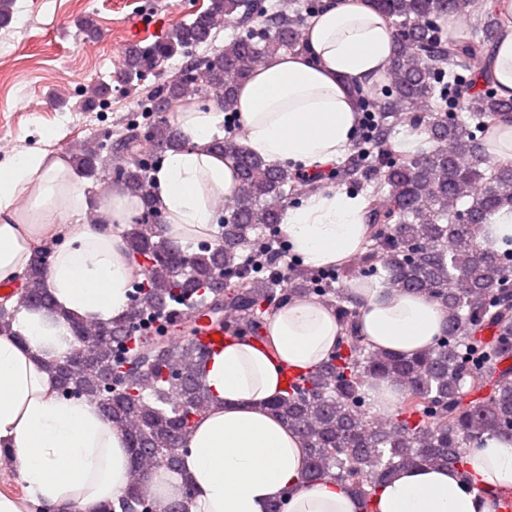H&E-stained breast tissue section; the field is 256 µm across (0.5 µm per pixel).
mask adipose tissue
I'll return each mask as SVG.
<instances>
[{
	"mask_svg": "<svg viewBox=\"0 0 512 512\" xmlns=\"http://www.w3.org/2000/svg\"><path fill=\"white\" fill-rule=\"evenodd\" d=\"M303 49L271 56L242 82L236 110L247 150L277 167L313 171L344 157L360 112L353 83L379 76L394 52L392 29L372 0H324L303 30ZM486 68L503 97H512V22L505 24ZM217 108L181 106L176 124L186 148L168 152L154 180L165 212V236L186 245L215 232L217 202L232 201L233 164L207 148ZM106 224H82L87 208L80 181L61 161L32 150L0 163V282L24 270L41 242L63 237L46 277L55 313L21 309L14 332L0 335V448L6 450L28 495L80 512H100L127 488L131 462L125 435L94 404L60 397L44 363L75 344L69 316L109 321L128 303L135 268L116 225L137 206L121 192L101 199ZM366 203L330 188L286 210L280 229L292 251L311 267L347 262L369 227ZM359 328L379 348L412 355L432 346L445 326L440 307L379 281L351 280ZM268 344L226 339L206 364L213 396L181 454V469L149 477L160 503L179 498L190 481L189 512H499L498 491L512 488V439L491 436L467 451L466 469L422 465L396 472L362 504L345 487L305 478L300 437L271 414L283 371H308L336 346L333 312L313 299L286 302L268 323Z\"/></svg>",
	"mask_w": 512,
	"mask_h": 512,
	"instance_id": "adipose-tissue-1",
	"label": "adipose tissue"
}]
</instances>
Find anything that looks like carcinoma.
<instances>
[{
    "label": "carcinoma",
    "mask_w": 512,
    "mask_h": 512,
    "mask_svg": "<svg viewBox=\"0 0 512 512\" xmlns=\"http://www.w3.org/2000/svg\"><path fill=\"white\" fill-rule=\"evenodd\" d=\"M375 2L390 22L394 55L380 91L353 86L375 128L357 157L378 181L365 193L370 236L347 268L322 273L296 257L287 284L277 288L271 255L258 263L250 257L276 234L297 183L314 191L325 182H354L358 168L350 162L303 177L251 154L232 132L213 139L211 147L234 163L238 185L215 239L191 255L163 235L166 216L151 177L165 153L185 147L174 109L183 101L202 109L215 103L234 117L237 85L270 56L303 47L300 25L322 0H210L166 39L127 52L130 84L176 55L185 59L178 73L143 86L116 129L69 150V165L101 191L123 188L141 203L140 217L122 230L143 271L131 280L126 314L111 322L70 319L73 336H87L89 344L46 365L62 396L95 403L126 435L133 478L102 512H187L190 484L183 499L161 509L145 493V480L159 466L179 470L180 451L212 402L205 380L211 354L197 348L199 329L189 315L197 306L211 325L257 341L265 340L267 317L290 299H316L333 310L341 328L335 348L269 405L300 435L310 481L333 480L366 503L400 469H462L466 450L482 447L485 437L512 438V249L480 243L491 216L512 206V162H491L482 138L512 112V98L498 94L484 67L502 20L481 11L480 0ZM450 17L472 20L470 31L448 36ZM226 22L240 31L198 53ZM458 109L466 118L454 115ZM406 115L430 147L396 157L389 140ZM58 246L37 247L16 292L0 300V334L13 333L20 308H52L45 278ZM378 274L388 287L424 295L445 311V331L433 346L407 356L361 335L358 302L342 281ZM169 304L187 311L174 316ZM173 316L182 327L175 342L162 326ZM373 381L401 387L395 412L370 411L366 387Z\"/></svg>",
    "instance_id": "cac0c4a2"
}]
</instances>
